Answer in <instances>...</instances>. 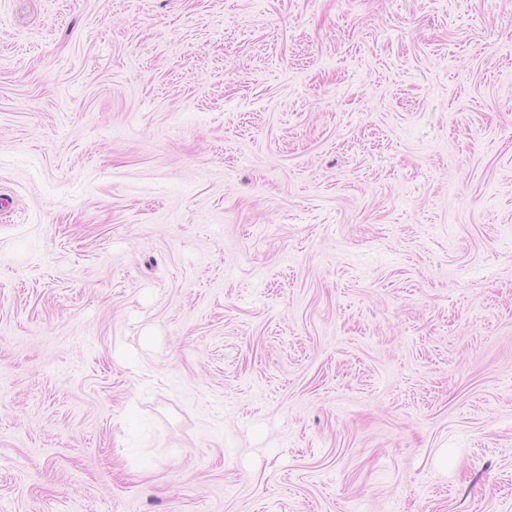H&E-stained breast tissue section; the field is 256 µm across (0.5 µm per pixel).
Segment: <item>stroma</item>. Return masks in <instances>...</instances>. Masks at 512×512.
Wrapping results in <instances>:
<instances>
[{"mask_svg":"<svg viewBox=\"0 0 512 512\" xmlns=\"http://www.w3.org/2000/svg\"><path fill=\"white\" fill-rule=\"evenodd\" d=\"M0 512H512V0H0Z\"/></svg>","mask_w":512,"mask_h":512,"instance_id":"stroma-1","label":"stroma"}]
</instances>
